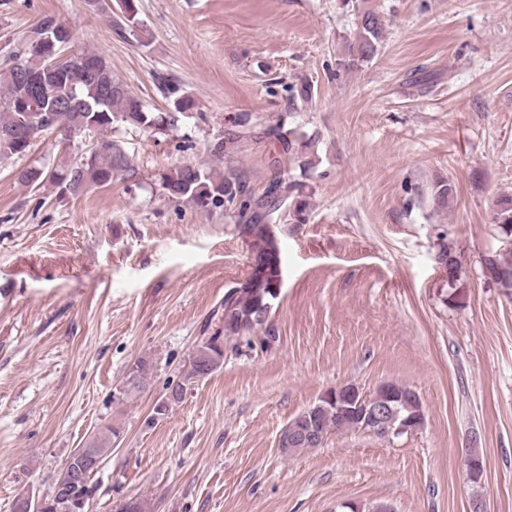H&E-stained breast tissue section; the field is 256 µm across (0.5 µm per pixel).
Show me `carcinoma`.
Wrapping results in <instances>:
<instances>
[{
    "label": "carcinoma",
    "instance_id": "cac0c4a2",
    "mask_svg": "<svg viewBox=\"0 0 512 512\" xmlns=\"http://www.w3.org/2000/svg\"><path fill=\"white\" fill-rule=\"evenodd\" d=\"M120 14L117 25L135 38L139 20L136 0H117ZM386 36L383 16L367 8L359 13L353 40L347 46L349 61L367 62L377 53ZM71 29L54 16H47L34 25L13 54L11 63L0 68V160L27 154L34 140L22 134L29 124L28 109L33 98L34 82L48 83L54 88V98L42 101L41 134L68 131L84 126L92 128L97 146L63 166L58 171L29 168L19 174V180L28 186L49 183L62 194L77 195L91 186H103L119 178L136 177L129 147L112 139V133L121 128H132L149 137L165 135L179 126L192 101L177 95L172 85L165 90L174 95L167 112L151 111L140 98L132 95L123 80L112 72L111 65L100 55L79 50L66 53L74 43ZM241 131L227 138H218L210 146V154L219 159L235 152L242 138L253 133L249 120L239 124ZM258 135L280 144L283 152L296 154L304 144L297 142L293 132H284L278 125L259 129ZM162 194L175 202H186L192 207L212 212L228 210L239 234L252 247L251 270L246 284L230 288L224 293V316L213 334L201 340L189 360L185 378H206L224 365V340L239 338L267 323L272 301L276 299L277 284L282 267L273 224L286 214L293 224L307 219L311 194L298 181L274 179L260 195L253 193L247 180L236 170L204 171L192 163H184L159 175ZM433 195L436 206L442 207L454 199L451 182L436 183ZM492 221L512 235V196H502L492 209ZM448 277L456 278L458 262L452 249L446 247L438 255ZM494 279L512 287V261L489 260ZM153 374L152 363L137 359L130 367L121 394L132 395L143 391ZM161 417L170 404L184 395V382L168 381ZM355 387L342 389L341 399H320L288 423L282 434L281 448L285 453L315 448L334 426L349 428L353 421L354 404L349 400ZM376 399H387L395 405L397 420L412 424L423 422L424 414L418 395L412 389L396 384L381 385ZM120 432L113 426L87 439L85 447L97 456L106 458L112 453ZM93 488L90 477L82 481L58 479L50 495L41 498L39 512H83V503L90 501Z\"/></svg>",
    "mask_w": 512,
    "mask_h": 512
}]
</instances>
